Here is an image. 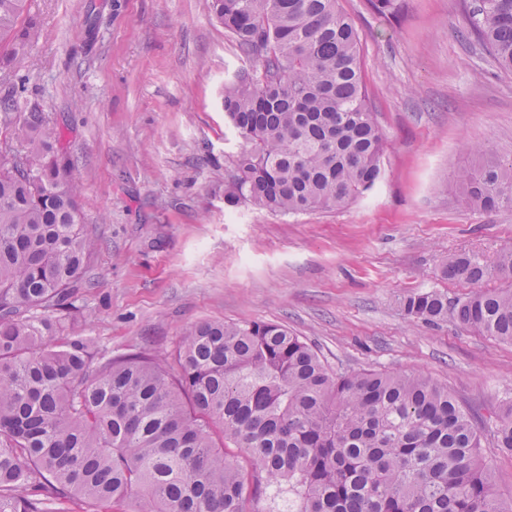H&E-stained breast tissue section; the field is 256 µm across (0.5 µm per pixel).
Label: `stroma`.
<instances>
[{
    "label": "stroma",
    "instance_id": "35a3bbf8",
    "mask_svg": "<svg viewBox=\"0 0 512 512\" xmlns=\"http://www.w3.org/2000/svg\"><path fill=\"white\" fill-rule=\"evenodd\" d=\"M469 0H339L361 35L366 95L384 137L381 178L346 207L274 213L224 201L241 150L224 82L247 61L211 0H27V53L0 40V98L39 106L61 129L99 238L72 288L75 327L100 356L168 355L192 324L273 322L335 373L420 374L483 427L512 394V343L405 297L449 301L471 284L448 257L512 249V208L482 212L455 177L470 143L512 158V73L469 33ZM496 496L512 503V453L483 440Z\"/></svg>",
    "mask_w": 512,
    "mask_h": 512
}]
</instances>
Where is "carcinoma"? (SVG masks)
I'll return each mask as SVG.
<instances>
[{
  "label": "carcinoma",
  "instance_id": "1",
  "mask_svg": "<svg viewBox=\"0 0 512 512\" xmlns=\"http://www.w3.org/2000/svg\"><path fill=\"white\" fill-rule=\"evenodd\" d=\"M338 0H211L249 63L224 83V112L243 148L224 200L274 212L346 206L380 178L383 136L366 101L361 37ZM26 0H0V36ZM471 31L512 72V0H476ZM0 158V512H46L80 499L132 512H256L261 489L288 486L296 512H512L482 459L481 433L448 388L417 375L332 372L280 324L202 321L165 359L95 361L72 331L70 285L97 247L81 223L80 184L62 132L32 106ZM467 204L512 208V159L462 168ZM441 273L479 285L512 279V249L490 265L448 258ZM425 323L453 317L512 343V289H477L453 305L404 299ZM512 453V397L490 416ZM232 442L251 466L245 479Z\"/></svg>",
  "mask_w": 512,
  "mask_h": 512
}]
</instances>
